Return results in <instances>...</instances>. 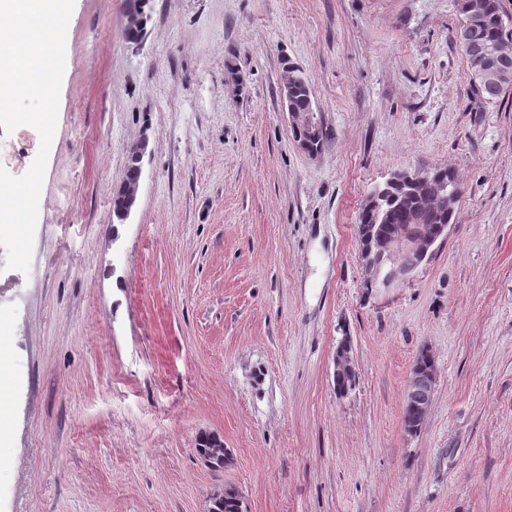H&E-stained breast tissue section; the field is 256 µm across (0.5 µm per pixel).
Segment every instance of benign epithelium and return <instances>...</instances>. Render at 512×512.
<instances>
[{"label":"benign epithelium","instance_id":"1","mask_svg":"<svg viewBox=\"0 0 512 512\" xmlns=\"http://www.w3.org/2000/svg\"><path fill=\"white\" fill-rule=\"evenodd\" d=\"M485 0H468L465 16L461 19L459 38L466 45L474 68L473 82L479 87L503 88L512 84V22L500 21L501 33L498 38L473 42L471 32L483 24ZM306 78V74L296 67L285 70L281 95L285 110L291 120L292 128L304 129L314 138L319 135L320 127L314 123L311 113L299 112L291 105V94L295 86ZM414 184L431 187L432 210H443L458 203L462 193L456 186L439 180L435 170L399 171L393 174L383 185L375 187L366 196L362 213L380 217L387 213L391 205L400 206L406 200L408 188ZM411 223L397 235H384L375 229V225L365 227L361 240L373 239L371 245L360 246V262L364 270L365 282L373 287H390L414 273L433 253L435 246L448 238L450 225L434 224L427 231L417 230L422 223L424 211L419 206H408ZM335 378L346 382L342 394H348L355 388L357 374L350 346L342 342L336 350ZM437 383L436 366L428 367L415 358L414 367L409 372L405 384V394L411 400L412 417L404 424V430L415 434L422 428L433 402ZM201 440L206 447L198 449L199 455L209 466L213 448L223 446L221 439L214 434H205Z\"/></svg>","mask_w":512,"mask_h":512}]
</instances>
